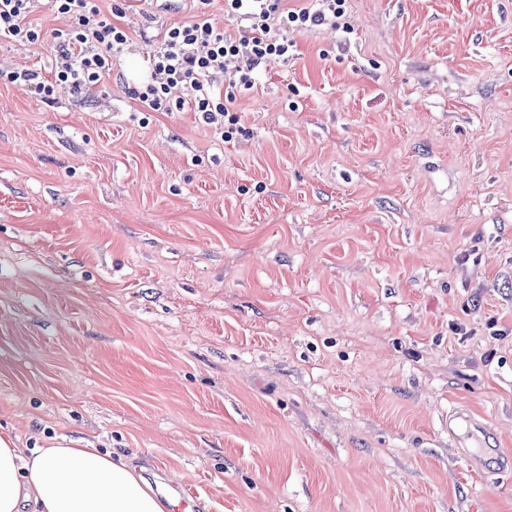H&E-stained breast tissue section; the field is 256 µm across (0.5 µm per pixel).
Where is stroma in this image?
Here are the masks:
<instances>
[{"label": "stroma", "instance_id": "35a3bbf8", "mask_svg": "<svg viewBox=\"0 0 512 512\" xmlns=\"http://www.w3.org/2000/svg\"><path fill=\"white\" fill-rule=\"evenodd\" d=\"M344 21L260 69L229 142L133 111L141 38L83 100L0 79V434L22 454L132 455L198 512H512V0ZM51 57L0 44V69ZM170 494L175 502V512H195L197 508L198 495L185 486L170 485Z\"/></svg>", "mask_w": 512, "mask_h": 512}]
</instances>
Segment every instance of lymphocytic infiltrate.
Returning a JSON list of instances; mask_svg holds the SVG:
<instances>
[{
  "label": "lymphocytic infiltrate",
  "mask_w": 512,
  "mask_h": 512,
  "mask_svg": "<svg viewBox=\"0 0 512 512\" xmlns=\"http://www.w3.org/2000/svg\"><path fill=\"white\" fill-rule=\"evenodd\" d=\"M212 2L194 0L190 21L153 39L150 75L128 87L127 96L141 112H196L228 142L241 132L236 97L254 88L259 68L287 61L297 48L294 33L337 26L349 0H224L225 15L236 22L232 34L215 22ZM132 9V0H112L107 15L97 0H0V42L33 45L49 36L56 48L49 75L17 68L6 79L32 87L47 103L61 88L93 93L131 41L120 20ZM41 11L70 24L45 34L32 20Z\"/></svg>",
  "instance_id": "1"
}]
</instances>
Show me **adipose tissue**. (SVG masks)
<instances>
[{"instance_id": "adipose-tissue-1", "label": "adipose tissue", "mask_w": 512, "mask_h": 512, "mask_svg": "<svg viewBox=\"0 0 512 512\" xmlns=\"http://www.w3.org/2000/svg\"><path fill=\"white\" fill-rule=\"evenodd\" d=\"M168 505L124 458L60 445L25 456L0 438V512H169Z\"/></svg>"}]
</instances>
